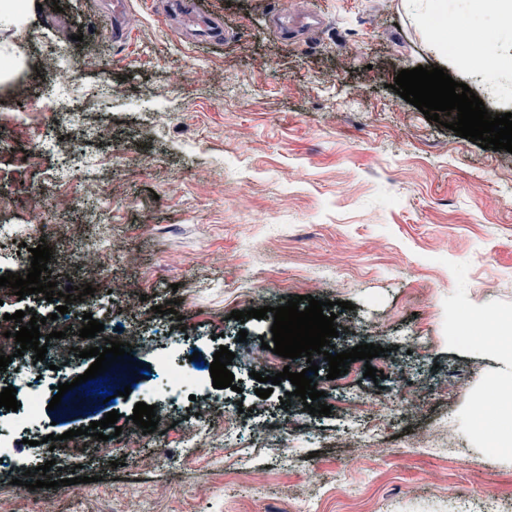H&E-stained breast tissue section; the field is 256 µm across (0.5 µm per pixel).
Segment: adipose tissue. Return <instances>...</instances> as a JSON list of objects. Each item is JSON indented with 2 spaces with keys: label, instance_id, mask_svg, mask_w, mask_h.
Here are the masks:
<instances>
[{
  "label": "adipose tissue",
  "instance_id": "1",
  "mask_svg": "<svg viewBox=\"0 0 512 512\" xmlns=\"http://www.w3.org/2000/svg\"><path fill=\"white\" fill-rule=\"evenodd\" d=\"M460 9L486 19L493 28L496 48L493 66L484 65L469 52L449 51L447 26L431 24V17L448 16V0H425L423 35L430 50L449 60L463 73L480 76L490 89L502 90L503 102L512 105V0H457Z\"/></svg>",
  "mask_w": 512,
  "mask_h": 512
}]
</instances>
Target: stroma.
Listing matches in <instances>:
<instances>
[{
	"mask_svg": "<svg viewBox=\"0 0 512 512\" xmlns=\"http://www.w3.org/2000/svg\"><path fill=\"white\" fill-rule=\"evenodd\" d=\"M39 2L24 31L0 30V50L21 62L0 83V191L13 196L0 212V256L12 267L47 241L50 278L62 291L87 283L76 250L94 249L112 277L86 302L99 306L110 293L137 301L113 313L109 336L121 341L139 329L133 355L150 372L127 374L128 397L76 405L66 395L39 428H19L0 465L6 512H24L17 481L45 464L41 441L50 434L60 436L61 453L49 471L57 488L37 491L46 512H139L142 501L154 512H283L315 502L322 489L333 494L324 512H487L480 494L490 487L502 512H512V451L492 452L475 425L498 418L501 366L460 345L463 312L512 313V153L456 136L394 93L399 71L436 61L418 0H294L323 24L292 41L273 21L281 0H202L224 23L219 42L176 36L160 0H129L121 39L100 0ZM49 44L66 48L65 69L81 75L66 92L77 112L17 95L47 71ZM103 77L112 91L100 96ZM23 109L31 121L15 126ZM58 139L82 152L62 185ZM91 180L103 188L97 200L62 205ZM298 295L351 302L336 311V351L374 343L388 354L350 363L333 380L320 362L316 382L330 416L294 411L298 434L271 441L256 423H277L293 386L282 380L263 399L255 375L298 373L307 363L262 348L273 315L239 322L230 314ZM169 300L176 314L156 313ZM353 321L355 336L345 332ZM416 334L426 341L420 355L408 351ZM222 345L235 354L231 389L214 388L209 371ZM191 355L195 385L173 420L199 400L219 416L239 402L256 408L239 447L185 460L174 445L85 452L65 439L109 411L123 427L136 403L160 404L165 365ZM369 366L386 372L382 386L365 377ZM396 368L414 379L418 414L401 411ZM382 390L395 402L377 423L379 439L337 446L349 425L344 400ZM425 430L435 434L429 448L411 452ZM81 475L98 477L95 494ZM351 486L358 500L345 497Z\"/></svg>",
	"mask_w": 512,
	"mask_h": 512,
	"instance_id": "35a3bbf8",
	"label": "stroma"
}]
</instances>
